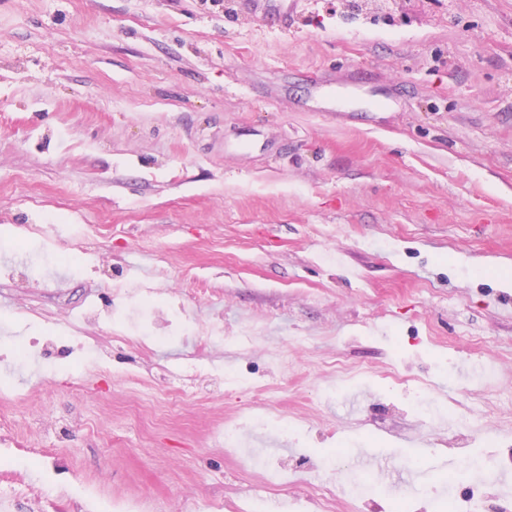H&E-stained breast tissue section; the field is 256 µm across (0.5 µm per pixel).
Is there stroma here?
<instances>
[{
	"instance_id": "stroma-1",
	"label": "stroma",
	"mask_w": 512,
	"mask_h": 512,
	"mask_svg": "<svg viewBox=\"0 0 512 512\" xmlns=\"http://www.w3.org/2000/svg\"><path fill=\"white\" fill-rule=\"evenodd\" d=\"M234 4L0 0V512H399L507 449L512 0ZM240 8L261 20H268L286 13L288 0H241Z\"/></svg>"
}]
</instances>
